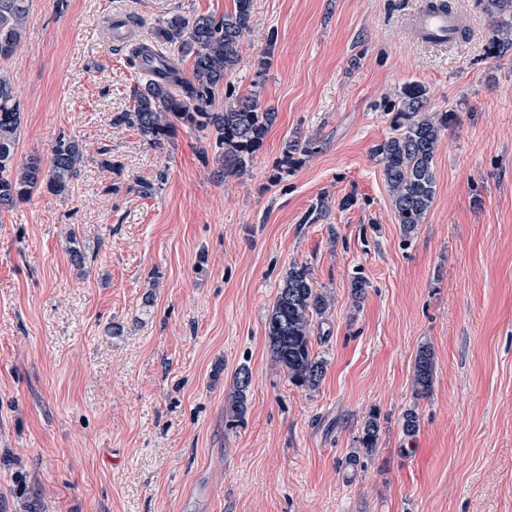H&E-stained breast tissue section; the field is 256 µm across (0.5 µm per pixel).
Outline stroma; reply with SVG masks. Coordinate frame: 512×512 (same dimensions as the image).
<instances>
[{
  "label": "stroma",
  "instance_id": "stroma-1",
  "mask_svg": "<svg viewBox=\"0 0 512 512\" xmlns=\"http://www.w3.org/2000/svg\"><path fill=\"white\" fill-rule=\"evenodd\" d=\"M427 2L253 0L224 82L277 118L247 171L219 180L206 134L181 127L156 148L113 124L145 76L106 19L145 32L233 0H30L20 49L0 59L22 103L16 158H48L65 135L85 162L68 195L0 213V512H512V54L489 56L480 0H451L465 37L416 40ZM409 81L448 127L433 205L407 236L374 150ZM293 140L310 151L284 155ZM294 265L330 300L314 390L289 383L265 336ZM372 410L383 432L365 454ZM108 32L112 42L118 44L133 41L137 35V30L130 21L118 15H111L108 18ZM435 371L434 353L429 346H422L416 355L413 370V388L416 396L427 397L433 388ZM251 383V372L248 367L241 366L237 369L233 390L228 397L227 410L233 418L242 417L247 410V392ZM382 432L380 413L373 410L369 412L361 424L359 441L366 453H371L377 447Z\"/></svg>",
  "mask_w": 512,
  "mask_h": 512
}]
</instances>
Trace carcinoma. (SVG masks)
Listing matches in <instances>:
<instances>
[{"label": "carcinoma", "instance_id": "obj_1", "mask_svg": "<svg viewBox=\"0 0 512 512\" xmlns=\"http://www.w3.org/2000/svg\"><path fill=\"white\" fill-rule=\"evenodd\" d=\"M484 10L494 18L491 45L502 56L512 51V0H484ZM30 21L29 0H0V58L17 50ZM252 0H233L224 15L184 16L173 13L150 29L155 46L169 45L178 57L189 58L192 66L184 75L163 55L157 60L139 49L133 62L146 76L132 110L112 118L115 125L135 127L151 146L160 147L184 126L211 136L218 157L213 176L224 179L244 174L254 156L263 148L275 120L272 109L262 105L259 95L239 96L224 87L227 71L239 59L244 37L254 25ZM224 90V108H214L216 94ZM395 134L376 146L386 184L405 234L415 232L434 202L436 180L434 159L441 134L448 127V113L429 116L427 89L416 82L405 84L397 101ZM21 108L11 80L0 76V211L12 210L42 188L55 196L69 193L84 163L79 140L60 138L51 151L48 165L38 158L18 162L15 147L21 129ZM328 300L313 288L309 270L293 266L284 275L275 303L266 321V336L273 361L297 387L315 390L326 372V362L312 353L310 335L313 319L325 313ZM434 353L428 346L418 350L414 362L413 388L418 397L433 388ZM251 383L248 367L237 369L227 410L234 418L247 410ZM421 425L416 408L402 414V433L411 438ZM382 432L380 413L369 412L361 424L359 441L365 452L377 447Z\"/></svg>", "mask_w": 512, "mask_h": 512}]
</instances>
